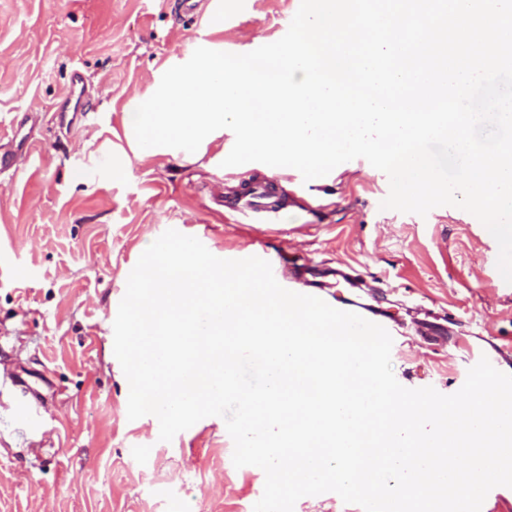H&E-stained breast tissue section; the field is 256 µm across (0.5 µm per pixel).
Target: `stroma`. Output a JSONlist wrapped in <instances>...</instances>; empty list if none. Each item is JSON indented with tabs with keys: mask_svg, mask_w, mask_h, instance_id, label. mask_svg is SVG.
Masks as SVG:
<instances>
[{
	"mask_svg": "<svg viewBox=\"0 0 512 512\" xmlns=\"http://www.w3.org/2000/svg\"><path fill=\"white\" fill-rule=\"evenodd\" d=\"M223 2L212 26L175 17L170 0H0V138L18 116L34 128L21 172L0 186V512H253L265 474L234 466L222 418L163 442L155 416H127L114 315L169 229L222 259L297 245L310 295L382 314L407 388L453 394L475 354L512 343V284L490 232L453 206L381 209L389 180L366 159L310 181L289 169L283 195L310 204L296 224L236 223L212 193L218 164L130 152L101 162L165 71L199 47L244 54L279 40L299 0ZM76 70L91 87L82 116L58 111ZM418 321L428 335H415ZM28 386L48 399L47 434L16 413Z\"/></svg>",
	"mask_w": 512,
	"mask_h": 512,
	"instance_id": "obj_1",
	"label": "stroma"
}]
</instances>
